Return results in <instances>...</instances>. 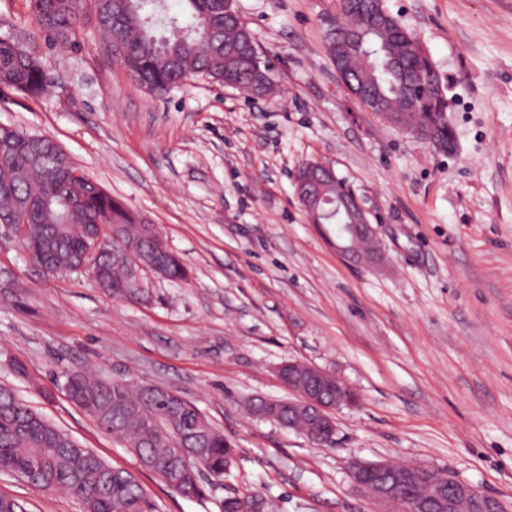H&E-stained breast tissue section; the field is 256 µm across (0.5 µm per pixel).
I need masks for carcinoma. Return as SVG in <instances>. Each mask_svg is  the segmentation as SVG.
I'll return each mask as SVG.
<instances>
[{
  "label": "carcinoma",
  "mask_w": 512,
  "mask_h": 512,
  "mask_svg": "<svg viewBox=\"0 0 512 512\" xmlns=\"http://www.w3.org/2000/svg\"><path fill=\"white\" fill-rule=\"evenodd\" d=\"M96 22L119 54L134 82L164 94L188 77L203 75L221 85L269 91L270 66L254 60L252 36L244 33L232 0H184L190 21L181 23L161 0H91ZM41 33L67 43L82 19V0H30ZM381 6H354L347 15V61L351 77L367 82L392 124L420 131L440 151L452 142L445 99L420 48L396 20L375 23ZM0 85L37 98L47 86L42 62L30 47L0 36ZM77 168L53 140L0 126V224H24L19 242L36 266L43 253L57 272L78 271L93 263L102 290L135 303L150 300V290L132 269L129 253L146 269L168 280H184L178 258L123 204ZM109 243L95 258L86 252L91 234ZM70 399L106 431L123 440L141 469L171 491L203 497L206 486L230 473L233 446L193 405L156 385L98 378L81 368L65 372ZM250 410L306 434L319 430L309 418L288 419V405L253 399ZM0 471L14 473L44 490L63 489L83 512H153L137 478L114 467L45 419L12 390L0 387ZM268 512L256 493L224 497L221 512Z\"/></svg>",
  "instance_id": "1"
}]
</instances>
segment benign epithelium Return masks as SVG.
Segmentation results:
<instances>
[{"label":"benign epithelium","mask_w":512,"mask_h":512,"mask_svg":"<svg viewBox=\"0 0 512 512\" xmlns=\"http://www.w3.org/2000/svg\"><path fill=\"white\" fill-rule=\"evenodd\" d=\"M336 186V196L324 195V189ZM298 197L312 223L320 226L334 223L339 226L337 249L346 257H366L356 243L374 236V230L355 194L338 185L332 168L321 163H308L303 167L296 184ZM298 397L288 401V416L304 415L324 422L328 431L313 434L311 438L326 444L335 432L331 411L341 404L352 406V398H326L319 382L305 390L297 391ZM353 485L370 497L393 502L403 507V512H456L460 501L472 502V512H501L497 497L459 481L445 472L412 464L371 463L354 460L349 463Z\"/></svg>","instance_id":"1"}]
</instances>
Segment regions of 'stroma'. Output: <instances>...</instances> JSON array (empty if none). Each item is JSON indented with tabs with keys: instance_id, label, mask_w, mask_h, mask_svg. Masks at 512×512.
<instances>
[{
	"instance_id": "stroma-1",
	"label": "stroma",
	"mask_w": 512,
	"mask_h": 512,
	"mask_svg": "<svg viewBox=\"0 0 512 512\" xmlns=\"http://www.w3.org/2000/svg\"><path fill=\"white\" fill-rule=\"evenodd\" d=\"M383 3L444 87L448 152L350 95L325 41L339 0H233L272 67L265 98L199 75L148 93L91 17L53 44L28 0H0V35L23 32L49 78L38 99L0 85V125L55 140L188 270L146 273L150 302L113 299L86 270L44 277L0 225V386L134 473L155 512H219L235 491L274 512H402L353 489V460L442 469L512 512V0ZM309 162L356 193L381 260L346 258L335 226L310 223L293 179ZM289 362L358 393L331 444L247 413L291 399ZM81 366L194 404L235 444L230 474L191 499L140 471L69 399L63 373ZM0 495L81 512L4 472Z\"/></svg>"
}]
</instances>
